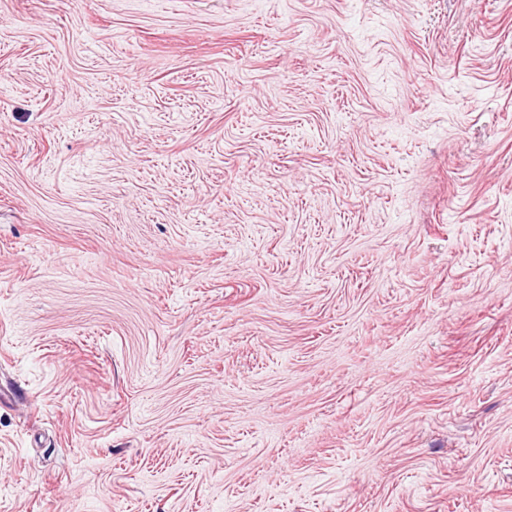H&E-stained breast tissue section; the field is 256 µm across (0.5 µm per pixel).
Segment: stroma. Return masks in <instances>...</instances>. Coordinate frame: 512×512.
Listing matches in <instances>:
<instances>
[{
  "mask_svg": "<svg viewBox=\"0 0 512 512\" xmlns=\"http://www.w3.org/2000/svg\"><path fill=\"white\" fill-rule=\"evenodd\" d=\"M0 512H512V0H0Z\"/></svg>",
  "mask_w": 512,
  "mask_h": 512,
  "instance_id": "35a3bbf8",
  "label": "stroma"
}]
</instances>
